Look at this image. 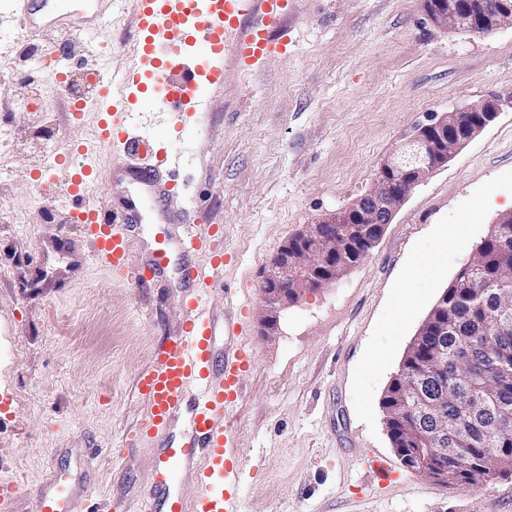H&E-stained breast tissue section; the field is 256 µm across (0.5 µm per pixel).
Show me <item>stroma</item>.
<instances>
[{
	"mask_svg": "<svg viewBox=\"0 0 512 512\" xmlns=\"http://www.w3.org/2000/svg\"><path fill=\"white\" fill-rule=\"evenodd\" d=\"M134 0L104 4L87 59L78 38L23 37L0 10V479L20 484L16 512L49 469L77 474L75 451H96L99 496L137 498L151 448L124 449L144 398L137 379L183 320L180 255L155 285L136 286L95 263L56 191L69 172L35 182L37 157L94 143L98 118L68 110L70 95L33 63L60 49L73 74L122 73L131 58ZM287 50L227 61L205 90L196 133L175 146L181 188L168 203L183 223L214 231L224 253L209 307L238 309L251 364L230 409L240 467L239 512H512V479L449 487L409 472L383 424L381 399L413 336L500 214L512 211V109L503 108L446 165L414 188L369 254L335 284L284 309L264 335L261 284L281 245L322 214L346 208L419 126L442 113L512 98V26L488 35L446 30L422 0H289L273 29ZM41 87L33 107L22 98ZM88 201L112 214L125 198L121 157L102 153ZM464 221L470 249H446L437 228ZM426 299L391 329L407 271ZM389 353L380 372L369 356ZM383 461L381 480L371 469Z\"/></svg>",
	"mask_w": 512,
	"mask_h": 512,
	"instance_id": "1",
	"label": "stroma"
}]
</instances>
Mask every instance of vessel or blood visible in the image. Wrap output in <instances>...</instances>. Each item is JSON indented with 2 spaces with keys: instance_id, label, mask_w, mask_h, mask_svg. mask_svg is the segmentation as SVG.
<instances>
[{
  "instance_id": "b4317fda",
  "label": "vessel or blood",
  "mask_w": 512,
  "mask_h": 512,
  "mask_svg": "<svg viewBox=\"0 0 512 512\" xmlns=\"http://www.w3.org/2000/svg\"><path fill=\"white\" fill-rule=\"evenodd\" d=\"M24 26L36 30L44 17L57 25L65 18L52 14L51 0H12ZM135 29L137 54L121 74L123 88L147 95L154 111L181 117L199 111L195 99L200 76L221 84L226 50L236 61L253 62L281 55L286 45L272 38L270 31L288 12V0H136ZM247 22L244 34H237L240 22ZM235 43H228V36ZM200 43L195 59H186L182 47ZM93 99L102 116L95 148L78 150L76 156L61 154L60 164L70 169L66 183L69 198L79 205L71 223L80 225L94 245L93 259L122 279L138 285L164 275L171 250H178L182 262L177 281L185 293L180 329L166 338L150 364L141 372L138 388L147 408L134 433V442L156 449L150 484L135 504L108 502L109 512H236L238 481L235 432L227 423V410L241 395V376L251 360L238 345L216 350L214 317L208 306L214 287L212 272L224 264L206 229L167 219L164 240L137 270H130V229L140 220L138 198H146L164 209L175 193L176 163L155 145L152 135L138 129L139 115L124 99L115 97L105 77L95 81ZM139 157L128 175L137 195L125 203L122 212L102 217L83 197L89 179L98 172L101 152ZM191 479L190 494L179 492L181 478ZM30 494L37 512H100L88 507L92 495L88 482L74 481L52 472Z\"/></svg>"
}]
</instances>
